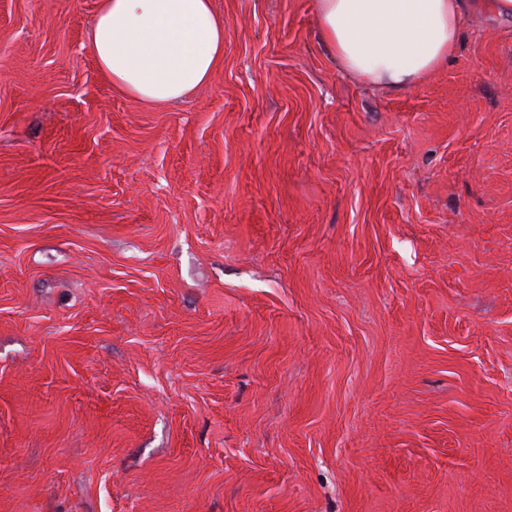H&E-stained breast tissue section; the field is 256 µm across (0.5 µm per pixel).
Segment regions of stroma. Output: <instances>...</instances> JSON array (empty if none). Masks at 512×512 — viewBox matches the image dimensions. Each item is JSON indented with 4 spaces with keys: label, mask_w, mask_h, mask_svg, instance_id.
Instances as JSON below:
<instances>
[{
    "label": "stroma",
    "mask_w": 512,
    "mask_h": 512,
    "mask_svg": "<svg viewBox=\"0 0 512 512\" xmlns=\"http://www.w3.org/2000/svg\"><path fill=\"white\" fill-rule=\"evenodd\" d=\"M99 0H0V512H512V22L400 91L214 0L155 107Z\"/></svg>",
    "instance_id": "obj_1"
}]
</instances>
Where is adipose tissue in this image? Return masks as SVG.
I'll list each match as a JSON object with an SVG mask.
<instances>
[{
    "label": "adipose tissue",
    "mask_w": 512,
    "mask_h": 512,
    "mask_svg": "<svg viewBox=\"0 0 512 512\" xmlns=\"http://www.w3.org/2000/svg\"><path fill=\"white\" fill-rule=\"evenodd\" d=\"M512 20V0H316L319 41L343 70L390 90L423 82L455 52L470 9ZM90 45L118 92L164 105L224 61L213 0H99Z\"/></svg>",
    "instance_id": "adipose-tissue-1"
}]
</instances>
